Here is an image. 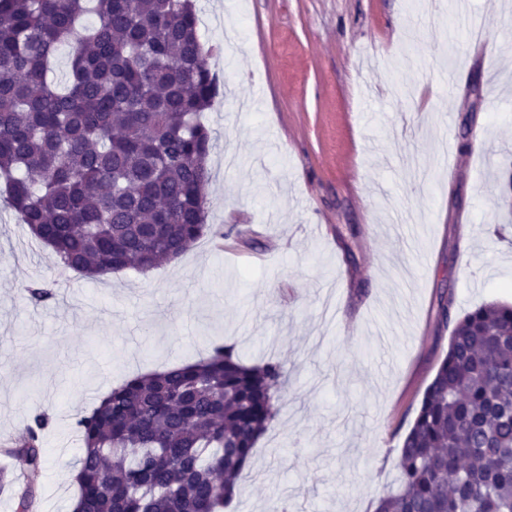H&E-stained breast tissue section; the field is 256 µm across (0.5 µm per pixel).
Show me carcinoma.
I'll use <instances>...</instances> for the list:
<instances>
[{"mask_svg":"<svg viewBox=\"0 0 512 512\" xmlns=\"http://www.w3.org/2000/svg\"><path fill=\"white\" fill-rule=\"evenodd\" d=\"M73 49L69 79L47 81ZM194 0H0V180L31 238L90 278L148 272L209 229L203 191L218 93ZM448 351L375 512H512V304L436 301ZM284 389L279 361L217 344L137 376L77 421L75 512H224ZM39 413L3 454L0 493L33 512L46 469Z\"/></svg>","mask_w":512,"mask_h":512,"instance_id":"obj_1","label":"carcinoma"}]
</instances>
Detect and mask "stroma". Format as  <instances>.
<instances>
[{
	"label": "stroma",
	"instance_id": "obj_1",
	"mask_svg": "<svg viewBox=\"0 0 512 512\" xmlns=\"http://www.w3.org/2000/svg\"><path fill=\"white\" fill-rule=\"evenodd\" d=\"M195 3L224 54L202 117L212 230L168 265L90 279L0 198V437L48 415L39 512H68L77 420L227 342L287 385L224 512H370L448 348L437 292L512 303V0ZM34 282L51 298L28 301Z\"/></svg>",
	"mask_w": 512,
	"mask_h": 512
}]
</instances>
